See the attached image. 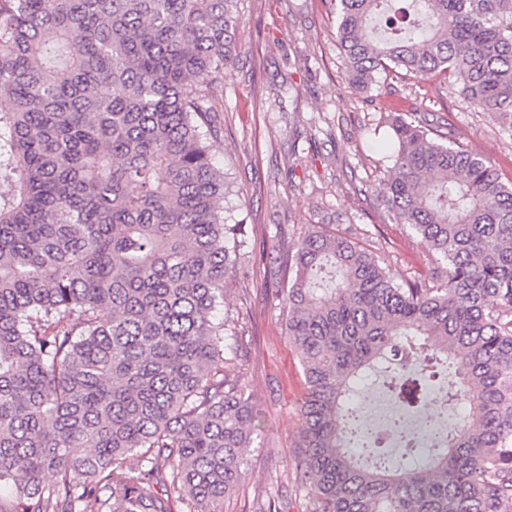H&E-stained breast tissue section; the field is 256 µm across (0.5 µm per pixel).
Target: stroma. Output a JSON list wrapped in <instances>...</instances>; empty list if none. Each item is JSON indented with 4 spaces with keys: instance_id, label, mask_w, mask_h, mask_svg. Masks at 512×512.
Here are the masks:
<instances>
[{
    "instance_id": "obj_1",
    "label": "stroma",
    "mask_w": 512,
    "mask_h": 512,
    "mask_svg": "<svg viewBox=\"0 0 512 512\" xmlns=\"http://www.w3.org/2000/svg\"><path fill=\"white\" fill-rule=\"evenodd\" d=\"M239 11L236 64L213 102L217 134L209 143L229 177L224 208L243 225L246 248L271 252L322 227L380 256L394 280L427 275L421 238L388 220L369 194L387 165L384 136L374 128L399 113L439 119L511 179L512 135L499 116L470 111L440 79L384 78L363 92L342 67L329 0H240ZM280 286L258 266L224 294L245 347L226 368L251 384L259 416L245 474L224 512H252L273 476L281 512L309 510L294 482L305 385L285 336Z\"/></svg>"
}]
</instances>
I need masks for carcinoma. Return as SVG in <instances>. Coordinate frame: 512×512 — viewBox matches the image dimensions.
<instances>
[{
	"label": "carcinoma",
	"instance_id": "carcinoma-1",
	"mask_svg": "<svg viewBox=\"0 0 512 512\" xmlns=\"http://www.w3.org/2000/svg\"><path fill=\"white\" fill-rule=\"evenodd\" d=\"M345 73L443 78L512 133V0H334ZM237 0H0V512H224L254 395L214 312L245 273L206 145ZM374 187L431 256L397 283L323 228L274 259L305 397L311 512H512V180L399 115ZM406 356L398 395L454 367L474 413L422 467L365 465L349 397ZM138 458L133 469L128 461ZM54 474L46 483L43 475Z\"/></svg>",
	"mask_w": 512,
	"mask_h": 512
}]
</instances>
